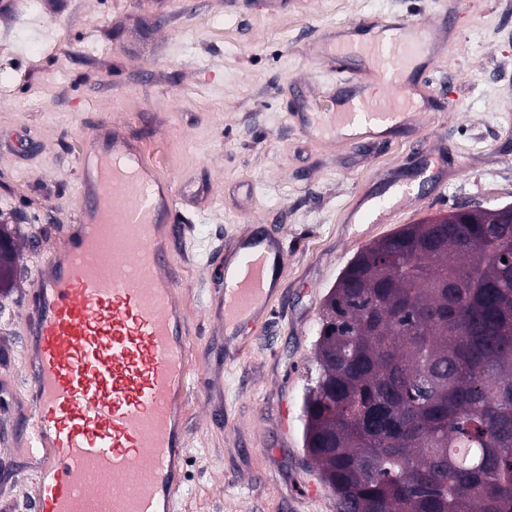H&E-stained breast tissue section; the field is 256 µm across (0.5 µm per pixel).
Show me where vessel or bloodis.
Segmentation results:
<instances>
[{
    "label": "vessel or blood",
    "instance_id": "obj_1",
    "mask_svg": "<svg viewBox=\"0 0 512 512\" xmlns=\"http://www.w3.org/2000/svg\"><path fill=\"white\" fill-rule=\"evenodd\" d=\"M388 45L339 42L333 52L341 108L324 115L357 147L387 141L414 92L401 79L429 39L427 26L389 23ZM374 56L390 90L367 101L351 54ZM79 202L63 247L48 257L31 299L24 387L32 404L21 428L35 512H172L185 444L190 374L207 417L222 414L224 363L196 348L176 292L168 250L176 190L121 132H105L80 158ZM280 238L241 243L224 289L208 301L225 328L267 320L285 273Z\"/></svg>",
    "mask_w": 512,
    "mask_h": 512
}]
</instances>
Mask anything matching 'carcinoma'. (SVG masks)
<instances>
[{"mask_svg":"<svg viewBox=\"0 0 512 512\" xmlns=\"http://www.w3.org/2000/svg\"><path fill=\"white\" fill-rule=\"evenodd\" d=\"M473 211L365 248L326 301L304 444L343 512H512V207Z\"/></svg>","mask_w":512,"mask_h":512,"instance_id":"cac0c4a2","label":"carcinoma"}]
</instances>
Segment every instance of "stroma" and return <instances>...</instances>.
Instances as JSON below:
<instances>
[{"instance_id": "35a3bbf8", "label": "stroma", "mask_w": 512, "mask_h": 512, "mask_svg": "<svg viewBox=\"0 0 512 512\" xmlns=\"http://www.w3.org/2000/svg\"><path fill=\"white\" fill-rule=\"evenodd\" d=\"M434 19L427 101L408 127L357 148L307 137L336 108L338 25L361 36ZM103 50L89 56L85 42ZM125 126L183 188L170 259L197 346L224 362V419L191 385L176 512H342L303 444L301 405L322 306L363 248L466 203L512 205V0H0V224L21 252L0 293V512H32L17 475L25 312L45 252L61 247L77 160ZM282 237L287 272L261 327L217 330L205 301L243 239Z\"/></svg>"}]
</instances>
